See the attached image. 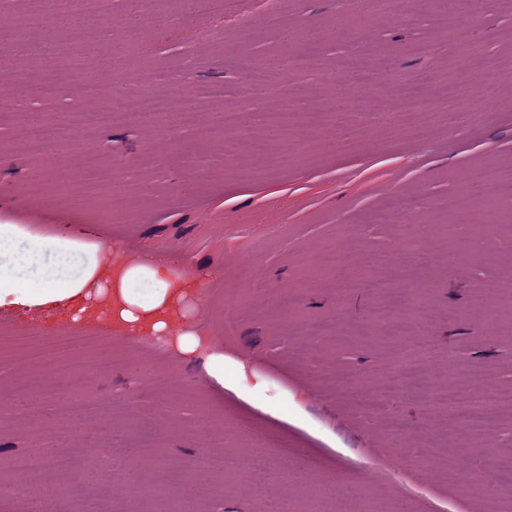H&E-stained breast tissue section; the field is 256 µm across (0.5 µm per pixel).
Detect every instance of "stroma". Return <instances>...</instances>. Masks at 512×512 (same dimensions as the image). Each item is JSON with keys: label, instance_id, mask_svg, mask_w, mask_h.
<instances>
[{"label": "stroma", "instance_id": "stroma-1", "mask_svg": "<svg viewBox=\"0 0 512 512\" xmlns=\"http://www.w3.org/2000/svg\"><path fill=\"white\" fill-rule=\"evenodd\" d=\"M349 11V0H238L224 12L176 15L150 0L136 42L95 28L96 49L122 45L128 91L147 84L199 112L194 126L122 122L98 132L94 151L113 172L108 185L85 180L74 141L53 166L23 147L32 114L67 123L86 105L80 95L44 103L16 89L0 112V224L74 234L130 262L167 256L184 280L203 284L195 305L172 307L173 331L208 336L226 366V384L216 386L203 358L89 319L79 325L96 341L72 354L93 360L92 381L75 399L94 410L77 420L61 410L63 386L49 370L17 366L7 349L18 336H59L76 325L71 315L1 310L0 413L8 419L0 460L35 449L68 457L77 480L56 499V512L90 502L97 512H326L315 485L337 494L338 512H512L484 481L449 479L447 466L423 455L440 448L452 459L489 442L512 455V418L458 435L452 410L387 401L381 415L397 416L419 450L407 461L398 440L351 400L420 347L436 386L476 371L488 388H512V197L489 193L486 180L512 172V0H474L466 17L437 0L413 12L373 0L364 26H340ZM465 26L476 29L475 43L450 39ZM292 31L309 33L312 45L289 46ZM47 38L61 51L49 67L37 52ZM353 55L365 65L340 88L341 66ZM8 61L12 72L49 69L60 85L85 76L55 23L30 29ZM476 73L495 102L483 118L455 98L426 115L418 137L392 121L402 81L435 90L453 80L466 91ZM352 96L371 102L357 121L289 128L292 149L271 164L250 151L260 112L316 103L344 112ZM224 109L241 112L230 156L213 123ZM392 183L412 202L409 248L399 246L396 225L364 221ZM458 195L487 231L449 214L448 199ZM476 236L482 251L463 253L462 242ZM336 249L348 255L343 275L309 261ZM368 254L385 264L363 269ZM402 265L424 289L427 326L389 341L378 311L385 292L400 287ZM257 278L266 284L259 295L250 288ZM307 322L321 323L320 335L302 336ZM301 344L311 348L303 359ZM144 453L156 457L155 469H139ZM120 457L126 469L115 468Z\"/></svg>", "mask_w": 512, "mask_h": 512}]
</instances>
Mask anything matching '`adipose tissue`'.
Here are the masks:
<instances>
[{"label": "adipose tissue", "mask_w": 512, "mask_h": 512, "mask_svg": "<svg viewBox=\"0 0 512 512\" xmlns=\"http://www.w3.org/2000/svg\"><path fill=\"white\" fill-rule=\"evenodd\" d=\"M102 247L75 238H43L14 224L0 225V309L38 312L66 311L73 320L104 314L128 334L151 330L165 335L171 304L184 295V284L173 275L167 257L148 255L125 264L117 276L103 278ZM151 290L148 299L136 296L134 284ZM187 358L204 355L206 372L216 384L224 382V354L194 331L176 338Z\"/></svg>", "instance_id": "ef3b65f1"}]
</instances>
